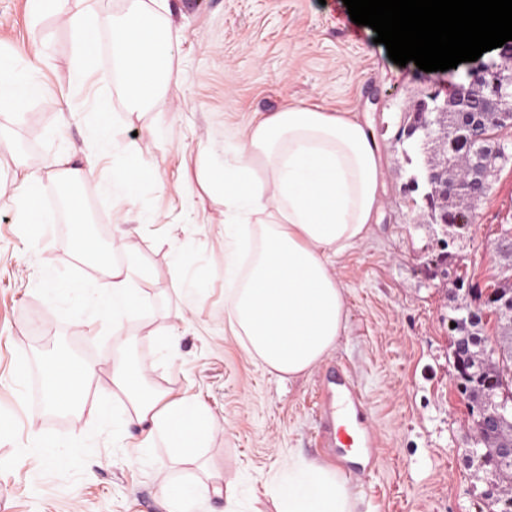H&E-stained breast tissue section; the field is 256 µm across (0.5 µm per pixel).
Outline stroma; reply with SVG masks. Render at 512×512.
I'll return each instance as SVG.
<instances>
[{
	"label": "stroma",
	"instance_id": "35a3bbf8",
	"mask_svg": "<svg viewBox=\"0 0 512 512\" xmlns=\"http://www.w3.org/2000/svg\"><path fill=\"white\" fill-rule=\"evenodd\" d=\"M169 4L173 78L132 115L111 78V55H97L91 75L76 80L72 32L55 17L33 16L30 0H0V52L37 68L42 84L21 113L0 110V137L12 145L0 152V175L12 176L28 156L48 172L66 158L80 162L92 148L94 106L105 101L114 153L80 192L91 201L98 251L122 238L137 243L142 297L124 321L130 344L119 350L111 323L85 325L80 310L49 298L40 282L45 267L76 285L98 282L93 258L69 255L58 228L43 234L17 223L14 204L0 200V512H169L166 449H139L137 429L115 434L100 424V403L123 399L112 365L124 352L155 358L148 387L192 395L208 409L209 447L175 474L197 477L208 467L237 476L240 512H274L264 481L289 458L328 462L317 439L320 369L270 375L230 331L224 194L203 179L204 171L223 172L254 116L307 105L364 124L384 170L377 224L336 264L348 322L328 356L351 368L382 445L379 469L350 483L355 512H489L477 497L485 476L462 456L472 445L470 416L452 379L449 320L468 295L455 291L450 274H467L482 289L512 279V260L493 250L512 231V161L498 166L475 224L459 234L429 223L409 192L429 152L399 139L416 103L432 93L447 99L467 64L444 72L396 65L343 0ZM61 98L75 109L66 120L51 105ZM133 150L157 179L130 200L102 193L97 182L111 175L114 156ZM176 255L190 280L184 294L172 285ZM168 334L180 340L173 357L158 350ZM56 352L94 367L96 404L81 396L75 411L32 413L30 373L46 370ZM34 431L60 445L58 459L31 448Z\"/></svg>",
	"mask_w": 512,
	"mask_h": 512
}]
</instances>
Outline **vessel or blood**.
I'll return each instance as SVG.
<instances>
[{
  "mask_svg": "<svg viewBox=\"0 0 512 512\" xmlns=\"http://www.w3.org/2000/svg\"><path fill=\"white\" fill-rule=\"evenodd\" d=\"M322 391L318 420L321 448L329 456L340 459L346 448L361 445L366 452V463L349 464L345 470L356 478L369 476L380 462L381 448L362 391L353 380L337 376L332 368L324 376Z\"/></svg>",
  "mask_w": 512,
  "mask_h": 512,
  "instance_id": "b4317fda",
  "label": "vessel or blood"
}]
</instances>
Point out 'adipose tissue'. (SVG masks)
Here are the masks:
<instances>
[{
    "instance_id": "obj_1",
    "label": "adipose tissue",
    "mask_w": 512,
    "mask_h": 512,
    "mask_svg": "<svg viewBox=\"0 0 512 512\" xmlns=\"http://www.w3.org/2000/svg\"><path fill=\"white\" fill-rule=\"evenodd\" d=\"M67 2L31 0V9L64 18L75 37L82 74L92 66L88 49L102 26L69 14ZM165 8V0H125L109 25L127 111H143L172 78ZM14 88L24 94L7 103L18 110L24 96L40 93L41 82L35 72L0 54V91ZM91 141L82 166L63 165L54 172L59 185L82 184L110 152L111 141L99 128H92ZM156 175L141 158L125 157L98 187L126 196ZM383 177L365 126L345 113L300 106L248 123L232 163L224 167V242L232 247L224 257V282L233 334L269 374L306 373L335 348L347 322L336 263L368 238L380 209ZM42 181L41 166L30 160L20 163L12 180L0 179V199L17 202L19 223L55 222V212L39 200ZM112 249L125 262L110 265L105 283L78 288L51 269L43 271L42 282L51 298L71 299L83 309L88 322L108 315L117 328L141 302L133 286L138 248L122 239ZM63 360L56 355L48 371V398L58 412L74 409L80 381L92 375L90 366L77 374ZM150 366L145 359L114 365L112 382L124 399L102 422L116 430L137 427L141 447L166 448L173 464L197 460L212 434L208 411L194 397L147 388ZM264 489L275 512L355 510L348 481L329 466L289 461L268 477Z\"/></svg>"
}]
</instances>
